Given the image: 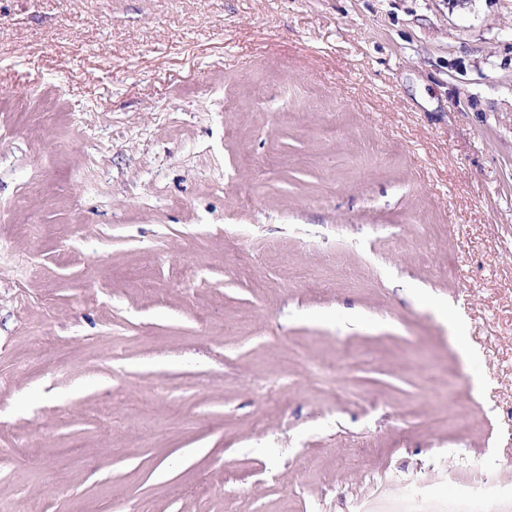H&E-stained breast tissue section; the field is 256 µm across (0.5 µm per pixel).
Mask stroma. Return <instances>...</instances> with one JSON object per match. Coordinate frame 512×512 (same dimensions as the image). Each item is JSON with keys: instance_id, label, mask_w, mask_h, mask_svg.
Instances as JSON below:
<instances>
[{"instance_id": "1", "label": "stroma", "mask_w": 512, "mask_h": 512, "mask_svg": "<svg viewBox=\"0 0 512 512\" xmlns=\"http://www.w3.org/2000/svg\"><path fill=\"white\" fill-rule=\"evenodd\" d=\"M476 479L512 512V0H0V512Z\"/></svg>"}]
</instances>
